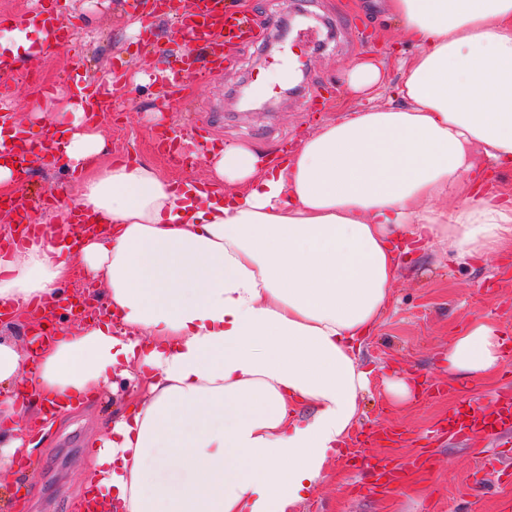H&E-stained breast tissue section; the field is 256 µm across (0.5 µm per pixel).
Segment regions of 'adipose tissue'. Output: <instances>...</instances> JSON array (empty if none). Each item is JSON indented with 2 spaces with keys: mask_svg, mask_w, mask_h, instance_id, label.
I'll return each instance as SVG.
<instances>
[{
  "mask_svg": "<svg viewBox=\"0 0 512 512\" xmlns=\"http://www.w3.org/2000/svg\"><path fill=\"white\" fill-rule=\"evenodd\" d=\"M385 6L416 48L395 105L348 110L276 159L246 142L209 151L206 180L100 163L84 96L36 102L71 115L50 133L79 178L38 243L0 251V304L23 317L99 279L109 317L0 342V488L83 402L134 382L148 398L89 441L73 512H294L359 421L358 352L400 255L512 251V194L487 172L512 166V0ZM387 68L358 60L348 84L378 96ZM74 207L104 233L76 232ZM504 346L475 317L448 371L493 376Z\"/></svg>",
  "mask_w": 512,
  "mask_h": 512,
  "instance_id": "obj_1",
  "label": "adipose tissue"
}]
</instances>
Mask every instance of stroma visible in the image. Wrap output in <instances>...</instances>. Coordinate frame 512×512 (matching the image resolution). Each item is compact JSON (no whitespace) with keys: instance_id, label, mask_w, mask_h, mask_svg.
I'll return each instance as SVG.
<instances>
[{"instance_id":"stroma-1","label":"stroma","mask_w":512,"mask_h":512,"mask_svg":"<svg viewBox=\"0 0 512 512\" xmlns=\"http://www.w3.org/2000/svg\"><path fill=\"white\" fill-rule=\"evenodd\" d=\"M66 18L78 28L73 42L58 45L41 56L34 69L39 84L17 78V121L38 131L32 112L43 92L72 94L90 79L107 78L114 67L122 71H154L174 23L162 17L155 46L140 44L130 25L137 12L134 0H61ZM249 13L263 32L258 41L240 45L226 54L220 79L202 83L189 79L184 98L187 111L167 104L153 82L130 85L120 95L124 108L100 117L106 152L101 162L135 159L152 163L176 180L201 179L209 175L205 158H198L192 171L173 164L160 151L153 130V113L160 112L171 130H187L189 123L208 126L218 146L251 142L268 152L296 143L314 132L325 120L336 118V106L346 101L345 72L364 52L390 57L388 82L402 80L396 60L411 56L415 48L401 42L395 21L386 19L383 0H357L345 7L342 0H248ZM313 15L320 35L300 45L275 43L278 21L286 10ZM293 55L298 90L289 93L288 82L270 83L269 78L285 55ZM63 166L31 171L19 192L32 197L28 219L52 224L56 218L44 200L53 183L72 181ZM483 316L512 337V254L459 265L447 250H420L404 264L391 290V300L376 330L360 347L359 362L367 371L370 386L362 400L359 431H404L402 445L381 442L366 447L349 439L330 461L324 480L308 492L295 512H506L512 506V482L475 479L449 467L454 457L479 462L489 442L474 437L468 446L434 442L425 430L447 416L456 393L472 399L483 411L494 408L493 397L505 382L503 376L470 380L449 374L448 349L469 322ZM436 375L445 384L443 394L417 397L415 402L391 406L387 382L401 376L419 382ZM139 390L124 387L75 411L38 448L31 462L22 464L19 491L25 494L26 512H71V503L82 485L88 440L104 432L107 423L135 401ZM429 451L422 468L410 470L405 485L373 489L372 465L400 460L416 449ZM15 490V491H18ZM10 489L0 490V512H13Z\"/></svg>"}]
</instances>
